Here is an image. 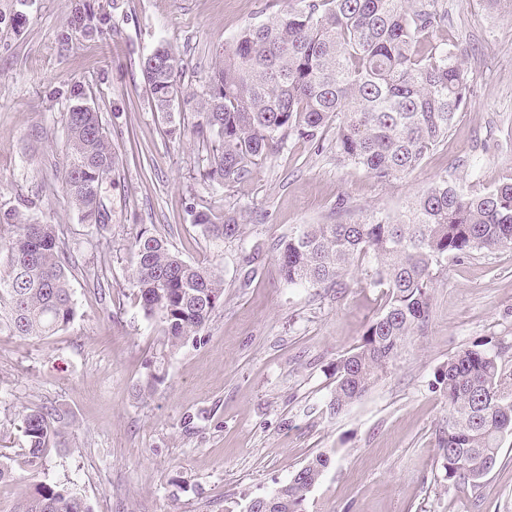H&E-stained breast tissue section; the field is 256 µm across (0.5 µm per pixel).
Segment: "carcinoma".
Returning <instances> with one entry per match:
<instances>
[{
	"label": "carcinoma",
	"instance_id": "cac0c4a2",
	"mask_svg": "<svg viewBox=\"0 0 512 512\" xmlns=\"http://www.w3.org/2000/svg\"><path fill=\"white\" fill-rule=\"evenodd\" d=\"M286 8L245 27L224 45L211 73L195 132L210 144L202 178L232 185L266 161L289 132L314 138L336 122V157L381 182L409 175L448 137L465 100L466 77L446 42L423 45L445 20L440 0H285ZM169 76L157 79L142 61L155 111H166V90H179L177 58L166 44ZM68 150L62 174L66 196L88 224L101 216L100 187L115 156L98 112L66 113ZM193 223L207 235H240L241 215L217 223L204 211ZM0 253V333L51 336L76 308L67 275L70 252L54 224L7 225ZM512 247V177L487 189L461 190L443 179L417 195L396 218L347 224H306L278 254L290 284L342 287L366 257L368 285L386 289L383 309L362 342L336 361L329 408L339 413L358 400L400 356L407 337L426 321L435 274L448 258L473 250ZM132 281L143 311L163 323L172 353L199 338L224 297L222 280L189 263L167 242L146 232L135 238ZM448 398L440 438L446 479L477 485L495 466L504 437L512 436V372L499 353L476 343L448 358L436 378ZM65 425L59 412L22 415L26 446L0 451V483L21 470L36 475L52 439ZM330 464L319 454L280 485L288 512H304L313 487ZM12 512H88L73 489L40 482Z\"/></svg>",
	"mask_w": 512,
	"mask_h": 512
}]
</instances>
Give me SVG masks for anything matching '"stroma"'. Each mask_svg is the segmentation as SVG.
<instances>
[{"label":"stroma","mask_w":512,"mask_h":512,"mask_svg":"<svg viewBox=\"0 0 512 512\" xmlns=\"http://www.w3.org/2000/svg\"><path fill=\"white\" fill-rule=\"evenodd\" d=\"M276 0H0V217L60 227L77 257V314L40 340L0 335V450L25 445L18 421L47 407L67 422L39 478L0 484V512L34 481L73 488L90 512H244L316 455L332 462L305 512H512V436L479 486L444 477L438 439L448 399L435 378L476 342L512 370V248L448 262L429 316L400 357L340 413L337 360L358 346L384 289L291 285L281 243L305 224L387 218L436 181L490 189L512 177V0H443L430 41L451 44L466 99L447 138L388 183L336 156L334 127L290 134L267 162L222 187L201 179V138L186 124L225 42ZM179 59L185 100L155 111L141 75L158 43ZM99 113L116 165L101 186L105 223L68 202L64 115ZM243 211L234 240L212 242L193 211ZM213 268L224 302L197 342L162 356L163 325L132 283L140 232ZM164 375L154 390L151 372Z\"/></svg>","instance_id":"stroma-1"}]
</instances>
